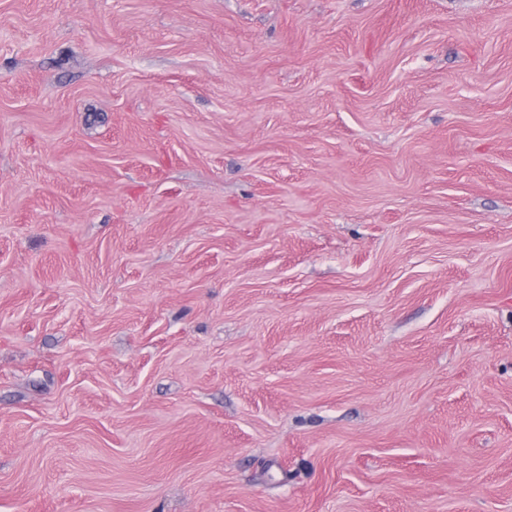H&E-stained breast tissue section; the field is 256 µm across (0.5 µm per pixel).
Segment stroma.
<instances>
[{"label": "stroma", "mask_w": 512, "mask_h": 512, "mask_svg": "<svg viewBox=\"0 0 512 512\" xmlns=\"http://www.w3.org/2000/svg\"><path fill=\"white\" fill-rule=\"evenodd\" d=\"M0 512H512V0H0Z\"/></svg>", "instance_id": "stroma-1"}]
</instances>
